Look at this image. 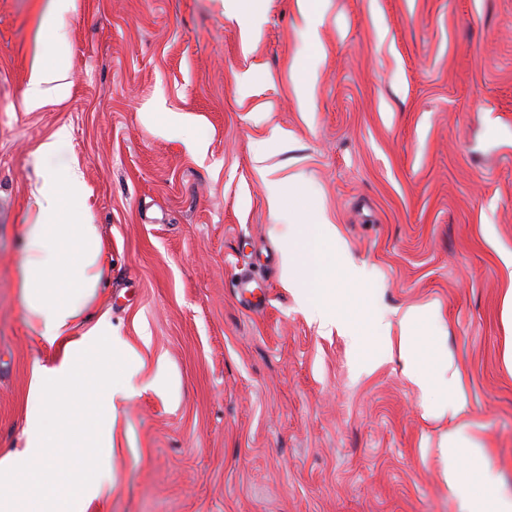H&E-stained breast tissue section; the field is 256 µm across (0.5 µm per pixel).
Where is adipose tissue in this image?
I'll return each mask as SVG.
<instances>
[{
    "instance_id": "1",
    "label": "adipose tissue",
    "mask_w": 512,
    "mask_h": 512,
    "mask_svg": "<svg viewBox=\"0 0 512 512\" xmlns=\"http://www.w3.org/2000/svg\"><path fill=\"white\" fill-rule=\"evenodd\" d=\"M75 8L76 0L50 2L39 32L44 49L35 55L26 91L28 108L43 104L44 86L66 58L67 33L56 18ZM84 190L78 165L49 167L34 220L24 227L21 296L43 343L63 351L52 363L32 366L22 443L0 449V512H86L91 501L112 491L106 464L114 399L129 393L125 368L135 353L113 338L103 318L79 338L71 336L96 296L105 263L97 226L82 203ZM309 233L305 254L281 255L284 286L298 290L321 329L359 340L368 366L397 357L409 383L431 397L426 418L451 421L442 436L441 471L462 512H512V498L501 493L499 475L463 420L467 396L454 357L434 330L435 310L412 307L394 322L382 313L364 317L366 268L348 257L328 219L310 225Z\"/></svg>"
}]
</instances>
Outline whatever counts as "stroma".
Segmentation results:
<instances>
[{
    "label": "stroma",
    "instance_id": "obj_1",
    "mask_svg": "<svg viewBox=\"0 0 512 512\" xmlns=\"http://www.w3.org/2000/svg\"><path fill=\"white\" fill-rule=\"evenodd\" d=\"M313 5L312 29L302 0H76L68 63L30 109L49 0H0V448L55 355L19 285L52 161L80 165L106 254L89 312L140 356L114 401L112 495L87 512H460L427 396L281 282L305 239L289 225L320 215L378 310L436 308L512 497V0ZM243 278L263 308L241 302Z\"/></svg>",
    "mask_w": 512,
    "mask_h": 512
}]
</instances>
